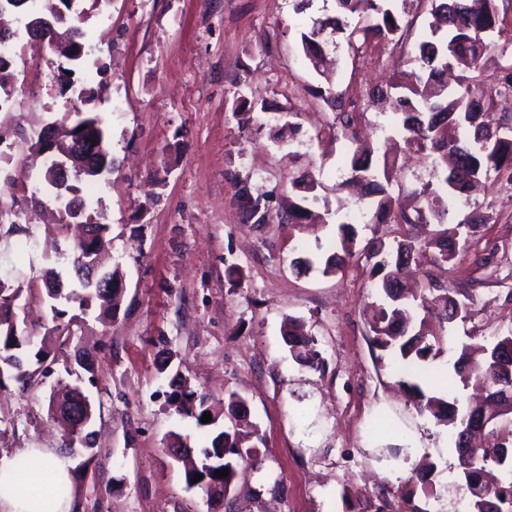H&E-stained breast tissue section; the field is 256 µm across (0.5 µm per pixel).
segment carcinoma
Wrapping results in <instances>:
<instances>
[{
    "mask_svg": "<svg viewBox=\"0 0 512 512\" xmlns=\"http://www.w3.org/2000/svg\"><path fill=\"white\" fill-rule=\"evenodd\" d=\"M336 2L339 14L325 19L321 26L334 32H346L350 40L358 36L365 41L373 37L395 38L401 30L398 17L383 8L380 0ZM354 14L358 15L359 21L352 27L348 16ZM430 14V37L418 43L413 57L418 64L415 81L392 84L386 90L377 87L372 89V93L379 99L391 101L395 112L400 114L396 130L406 148L430 156L435 166L447 171L440 179V187L429 184L415 191L422 198L423 205L414 213L397 212V198L393 194L395 160L384 153L374 163L369 155L355 152L346 159V165L352 186L371 197L369 205L374 209L377 223L393 219L409 228L417 224L435 226L424 240L409 230L393 244L372 238L361 250V255L373 262V270L379 276L377 289L384 296V303L370 310L373 346L395 355L400 366L414 378V381L404 384L414 408L430 416L436 424L454 429L452 443L459 449L463 419L470 417L472 408L463 406L456 396L450 399L443 394L429 395L420 383L428 372L430 361L443 352L444 337L425 336L411 319L403 315L413 302L422 310L430 311L429 295L436 291V287L430 283L419 294H411L406 291L401 274L415 262V255L424 246L437 249L438 262L449 264L456 258V230L446 227L448 200L463 195L473 182L487 178L492 172L505 173L512 179V116L504 114L494 124L483 120L484 114L491 111L493 95L501 94L503 89L512 92V65L502 77L500 87H490L475 95L473 88L477 86L480 61L490 47L485 37L495 31L499 22L495 0H431ZM318 35L315 30L302 35L303 52L317 71L321 66ZM15 81L14 69L0 64V96L9 98V90L13 89ZM77 121L91 126V143H104L106 129L102 116L83 113ZM53 166L49 158H42L37 174H27L26 180L38 181L40 188L63 208L74 200L78 201L74 220L94 229L96 236L90 244L84 240L75 241L67 255L81 288L79 292L63 293L59 288L62 277L54 269L15 288L0 277V384L7 376L23 387L38 385L54 374L52 365L58 362V356L51 354L37 326L25 321L15 324L16 317L26 312L29 300L35 298L47 304L53 322L51 332L57 335L61 347L70 344L71 336L70 328L60 327V321L68 315L67 310L60 308L61 301L78 304L83 313L95 303L102 316L116 314L120 302L122 289L119 285L124 278L122 265L103 256L98 248V242L103 234L110 231L111 225L100 222L98 211L79 196L80 188L77 186L83 181L93 183L101 178V174L76 172L74 183L66 181L56 186L49 177V169ZM299 185L307 193L304 200L323 206L328 213L333 211L329 199L317 193L319 184L312 173L304 174ZM343 209L344 203L336 201L333 212L338 214ZM89 251L93 253L99 272L112 281V289L101 291L82 274L83 261ZM351 258L352 251L347 249L341 254H330L325 260L323 274L338 273ZM438 301L442 303L441 316L446 321L469 314L467 304L448 289ZM75 319L77 315L70 316V320ZM285 340L300 365L313 370L324 369V359L315 340L305 334L293 319L288 320ZM453 368L462 386L472 382L481 384L487 391V402L500 406L488 424L487 434L491 436L493 445L478 449L473 463H459L458 472L459 482L470 494L467 512H494L501 496L512 497V459L498 456L496 445L500 440H512V337L463 348ZM81 369L88 377L79 375L74 384L56 382L50 387L49 402L68 429L69 447H77L92 455L94 431L91 425L82 424V418L84 404L89 399L85 385H94L93 366L83 364ZM177 380V389L171 395L176 411L198 422L206 412L212 416L206 423L214 430L210 445L202 448L198 467L185 472V482L189 488L200 489L215 507L233 492L241 465L258 460V451L254 447H243L244 439L236 426L219 427L221 415L213 412L206 394L192 389L180 376ZM224 407L227 415L236 420L246 407V399L232 392L224 399ZM489 466L500 468L504 479L493 489L481 488L478 486V472ZM218 470H226L228 474L219 478ZM197 474L203 476L198 482L194 481ZM418 483L425 495L434 494L432 482L427 475L421 474L417 482L408 481L399 486L396 496L403 501L411 500Z\"/></svg>",
    "mask_w": 512,
    "mask_h": 512,
    "instance_id": "carcinoma-1",
    "label": "carcinoma"
}]
</instances>
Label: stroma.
<instances>
[{"label": "stroma", "instance_id": "35a3bbf8", "mask_svg": "<svg viewBox=\"0 0 512 512\" xmlns=\"http://www.w3.org/2000/svg\"><path fill=\"white\" fill-rule=\"evenodd\" d=\"M82 4L91 10L85 41L106 70L98 84L76 71L87 91L77 106L105 119L113 168L97 210L112 227L126 290L112 320L88 318L80 335L99 350L88 393L100 414L97 456H70L66 490L79 512H210L206 496L187 488L181 461L167 454L172 433L197 450L212 434L168 405L175 371L216 408L229 392L245 397L258 429L249 442L262 463L242 469L223 512H375L384 499L395 512H466L448 429L415 410L391 353L370 345L369 308L383 301L371 263L356 258L332 276L317 264L296 269L297 257L340 248L336 222L277 220L301 203L296 182L310 172L322 195L345 202L356 246L401 237L403 227L376 223L347 187L344 159L361 145L380 155L394 136L393 108L369 90L414 72L409 58L429 32V0H392L398 40L351 42L325 30V77L301 36L335 16L336 0ZM496 4L502 33L481 62L485 87L501 78L500 48L512 35V0ZM328 81L357 113L359 141L344 137L320 96ZM12 99L20 109L13 127L28 132L62 117L68 96L57 84L19 81ZM34 163L17 148L0 168V207L33 217L24 232L0 236V269L13 285L61 266L71 245L22 186ZM247 195L268 223L246 221ZM473 211L486 222L471 236L459 222ZM448 225L458 230L455 266L437 265L429 251L415 278L470 294V313L451 323L428 316L427 330L458 350L512 334V181L482 182L453 203ZM289 316L304 321L323 370L292 359L282 330ZM48 396L45 384L0 382L1 456L18 462L31 448L65 451ZM425 462L436 465V496L395 499L399 480Z\"/></svg>", "mask_w": 512, "mask_h": 512}]
</instances>
